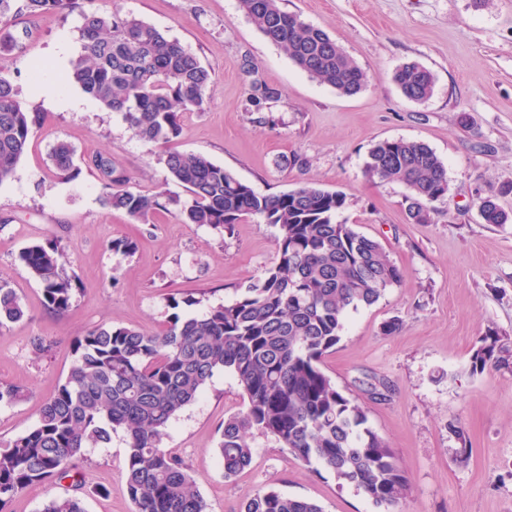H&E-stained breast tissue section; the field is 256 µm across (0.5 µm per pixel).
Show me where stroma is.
Here are the masks:
<instances>
[{
  "label": "stroma",
  "mask_w": 512,
  "mask_h": 512,
  "mask_svg": "<svg viewBox=\"0 0 512 512\" xmlns=\"http://www.w3.org/2000/svg\"><path fill=\"white\" fill-rule=\"evenodd\" d=\"M282 10L318 26L369 78L346 97L311 79L240 11L237 0H100L179 40L214 74L205 109L183 113L170 146L136 137L117 114L66 82L81 51V12L13 19L18 46L0 52L20 105L42 115L13 178L0 184V276L21 299L24 316L0 328V383L19 384L27 399L0 405V440L37 421L73 360L72 341L99 325L155 332L172 315L188 316L236 299L277 258L278 230L244 219L220 231L181 221L170 206L148 222L131 220L103 202L104 183L86 167L96 153L112 158L132 189L187 199L162 162L166 149L200 153L233 171L256 192L279 194L306 181L346 195L337 219L377 240L402 272L399 285L374 305L349 313L323 371L357 399L367 425L394 449L408 479L395 512H512V368L471 371V356L489 333L512 346V223H484L478 195L497 196L512 212V0H279ZM434 76L430 98L406 99L393 80L407 62ZM62 90L44 92L31 77ZM278 96L249 99L246 68ZM43 79V80H44ZM427 143L444 162L450 193L429 220L413 221L406 190L370 179L363 165L378 141ZM66 141L81 172L67 179L49 160ZM135 241L127 254L113 242ZM59 242L75 295L66 314L51 312L42 288L19 261L31 242ZM400 330L387 333V321ZM52 344L33 351L35 337ZM246 404L231 373L219 371L168 427L162 446L194 473L208 512H240L243 500L269 487L320 505L323 512H376L355 487L316 472L252 432V463L225 478L216 452L224 420ZM460 423L465 440L451 432ZM467 455H460V446ZM123 433L85 451L83 481L32 486L10 512H41L51 499L80 496L87 512H134L125 487Z\"/></svg>",
  "instance_id": "stroma-1"
}]
</instances>
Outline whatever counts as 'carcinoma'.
Here are the masks:
<instances>
[{
	"label": "carcinoma",
	"mask_w": 512,
	"mask_h": 512,
	"mask_svg": "<svg viewBox=\"0 0 512 512\" xmlns=\"http://www.w3.org/2000/svg\"><path fill=\"white\" fill-rule=\"evenodd\" d=\"M241 10L267 40L281 47L301 70L338 93L352 96L367 86L366 74L323 29L283 11L278 0H238ZM76 0H0V51L17 46L12 17H41L74 8ZM82 52L70 63L69 78L105 110L121 114L141 140L166 144L177 138L181 116L204 110L212 70L179 41L156 27L118 12L87 9L82 15ZM394 81L411 101L428 99L434 77L417 63L397 68ZM277 92L259 79L250 99L259 106ZM40 116L22 108L9 78L0 75V184L9 181L26 153ZM75 149L58 141L54 169L80 174ZM170 178L189 195L173 201L162 193L130 187V178L99 153L90 164L108 192L104 204L135 221L175 202L185 224L224 230L246 218L279 229L278 258L262 276L240 288L231 304L201 317L173 316L155 333L99 325L76 337L74 360L54 395L38 409L36 425L0 442V512L29 486L77 472L83 449L97 448L120 430L126 437L125 486L135 512H208L185 463L160 446L167 427L202 394L214 372L230 371L247 399L245 411L224 420L217 451L224 478L252 462L249 434H267L307 465H321L366 494L381 512H393L408 482L387 442L367 427V414L339 391L322 370L323 357L341 340L351 310L375 304L402 280L383 246L336 221L347 198L313 182L273 195L256 193L232 171L204 155L169 151ZM371 179L403 185L411 218H430L431 205L448 198L447 169L427 144L384 140L364 162ZM484 223L512 217L496 198L479 200ZM42 287L46 307L63 315L74 297L75 275L56 244L33 242L20 254ZM24 315L14 289L0 278V328ZM512 359L498 336H486L471 369L483 372ZM26 389L0 383V404L17 403ZM41 512H86L79 497L52 499ZM241 512H323L306 499L269 488L248 497Z\"/></svg>",
	"instance_id": "cac0c4a2"
}]
</instances>
